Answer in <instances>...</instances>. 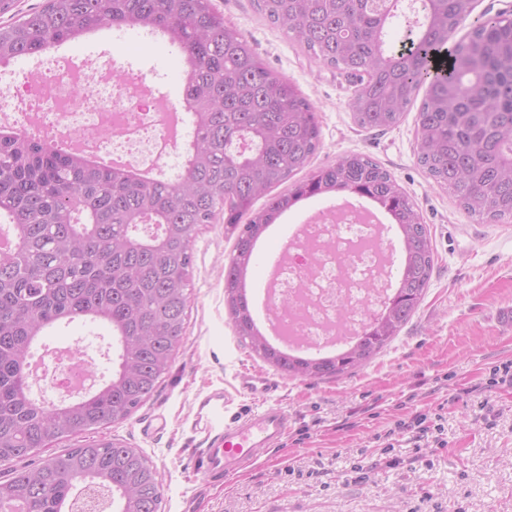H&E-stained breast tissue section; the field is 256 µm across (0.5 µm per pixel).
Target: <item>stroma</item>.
<instances>
[{
  "mask_svg": "<svg viewBox=\"0 0 512 512\" xmlns=\"http://www.w3.org/2000/svg\"><path fill=\"white\" fill-rule=\"evenodd\" d=\"M262 62L313 104L321 147L310 167L350 153L369 156L413 198L430 230L435 267L426 295L393 342L356 372L326 380L278 373L239 339L224 301V267L235 242L223 224L201 226L182 343L153 394L103 436L140 449L158 473L162 512H512V385L490 372L512 363V223L479 224L438 187L416 155L418 106L384 130H363L349 102L358 86L346 73L311 58L256 11L254 0H212ZM65 51L104 62L126 52L122 72L148 75L173 99L183 95L182 55L141 28H103ZM348 193L309 198L283 213L257 241L247 273L256 297L271 258L306 217L347 201ZM41 345H75L99 375L112 369V338L98 323L46 330ZM251 369L279 381L269 396L289 416L284 449L228 486L205 481L193 430L200 401L219 390L225 421L256 410L237 375ZM426 418L427 435L396 433L397 421ZM163 431L146 436V420Z\"/></svg>",
  "mask_w": 512,
  "mask_h": 512,
  "instance_id": "obj_1",
  "label": "stroma"
}]
</instances>
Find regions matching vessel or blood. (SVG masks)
<instances>
[{
  "label": "vessel or blood",
  "instance_id": "1",
  "mask_svg": "<svg viewBox=\"0 0 512 512\" xmlns=\"http://www.w3.org/2000/svg\"><path fill=\"white\" fill-rule=\"evenodd\" d=\"M242 392L263 399L277 383L268 375L241 372L238 376ZM223 395L213 394L201 400L194 418L196 433L205 448L200 469L207 481L226 483L254 467L262 454L282 448L288 433V414L281 407L263 404L234 423L224 421Z\"/></svg>",
  "mask_w": 512,
  "mask_h": 512
}]
</instances>
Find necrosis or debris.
Wrapping results in <instances>:
<instances>
[{
    "label": "necrosis or debris",
    "instance_id": "obj_1",
    "mask_svg": "<svg viewBox=\"0 0 512 512\" xmlns=\"http://www.w3.org/2000/svg\"><path fill=\"white\" fill-rule=\"evenodd\" d=\"M183 102L158 100L143 76H120L117 66L57 55L37 71H0V120L9 129L94 156L140 158L162 174L182 142L165 110ZM274 272L273 309L282 312L295 345L339 348L360 333L366 310L388 295L380 269L381 242L356 208L306 222Z\"/></svg>",
    "mask_w": 512,
    "mask_h": 512
}]
</instances>
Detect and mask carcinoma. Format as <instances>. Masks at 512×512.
<instances>
[{"mask_svg":"<svg viewBox=\"0 0 512 512\" xmlns=\"http://www.w3.org/2000/svg\"><path fill=\"white\" fill-rule=\"evenodd\" d=\"M257 10L320 63L359 78L350 102L366 130L399 124L421 88L417 161L479 223L512 220V19L487 13L453 45L473 0H408L409 47L385 48L402 0H254ZM0 65L97 29L137 26L179 46L183 100L194 135L174 179L114 169L0 127V223L16 242L0 253V512H71L89 491L103 512H161L156 468L126 443L102 438L30 463L64 437L129 419L156 391L185 331L193 240L224 215L236 234L224 300L236 335L283 373L338 378L378 355L429 287L427 225L390 172L350 154L254 209L256 199L310 166L320 147L312 103L268 69L210 0H45L18 10L0 0ZM349 192L382 207L403 245L397 286L362 335L334 354L303 357L271 345L246 295L265 228L298 202ZM247 222H242V219ZM106 323L120 352L112 376L60 404L37 402L26 363L57 322Z\"/></svg>","mask_w":512,"mask_h":512,"instance_id":"cac0c4a2","label":"carcinoma"}]
</instances>
